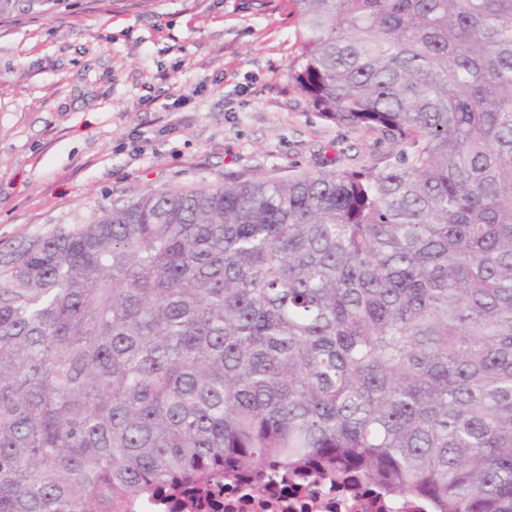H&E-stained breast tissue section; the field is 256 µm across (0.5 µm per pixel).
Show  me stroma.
Segmentation results:
<instances>
[{
  "mask_svg": "<svg viewBox=\"0 0 512 512\" xmlns=\"http://www.w3.org/2000/svg\"><path fill=\"white\" fill-rule=\"evenodd\" d=\"M288 0H41L0 14V260L140 193L392 149L295 86Z\"/></svg>",
  "mask_w": 512,
  "mask_h": 512,
  "instance_id": "stroma-1",
  "label": "stroma"
}]
</instances>
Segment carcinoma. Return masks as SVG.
I'll return each mask as SVG.
<instances>
[{"instance_id":"obj_1","label":"carcinoma","mask_w":512,"mask_h":512,"mask_svg":"<svg viewBox=\"0 0 512 512\" xmlns=\"http://www.w3.org/2000/svg\"><path fill=\"white\" fill-rule=\"evenodd\" d=\"M325 119L393 150L171 188L0 270V512L248 472L512 512V0H289Z\"/></svg>"}]
</instances>
